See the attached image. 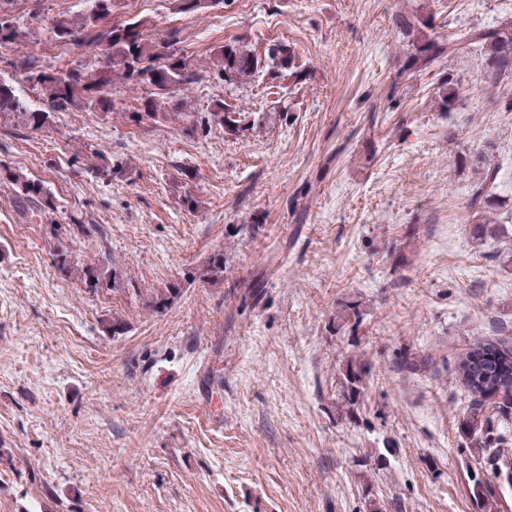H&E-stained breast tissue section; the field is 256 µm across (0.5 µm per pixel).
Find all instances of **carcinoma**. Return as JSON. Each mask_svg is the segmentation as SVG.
Here are the masks:
<instances>
[{
    "label": "carcinoma",
    "instance_id": "cac0c4a2",
    "mask_svg": "<svg viewBox=\"0 0 512 512\" xmlns=\"http://www.w3.org/2000/svg\"><path fill=\"white\" fill-rule=\"evenodd\" d=\"M112 0H91L90 10L77 17L60 16L51 23L53 38L75 49L87 48L93 52L91 62H82L70 68L66 80L59 78L61 66L45 63L39 55L29 54L11 66L24 74V81L39 90V105H29L18 94L15 84L0 77V119L17 121L23 128L40 132L49 127L55 112H82L96 109L109 114L114 106L113 92L118 85L143 86L154 90V97L141 102L137 119H154L158 111L171 99L201 82L204 75L193 68L177 47L176 34L151 36L145 21L128 19L114 23L109 19ZM432 26L431 15L415 14L403 21L404 33L410 37L411 48L402 71L413 77L432 67L445 57L458 56L464 46L478 47L482 52L483 79L500 89L512 83V20L495 28H473L462 39L439 38L426 32ZM9 36L13 43L29 41L30 30L23 19L10 15L0 7V35ZM106 50L107 62L98 56V49ZM268 59L274 71L291 66L288 46L279 43L268 49ZM263 63L257 54L235 41L225 43L217 51L214 72L226 83H242L255 75ZM458 88L454 76L441 83L440 107L454 105ZM211 120L228 128L238 127L246 120L239 111L219 103L211 112ZM479 177L469 192L472 233L481 238L487 225L494 222L492 209L498 181V169L487 164L478 165ZM9 179L23 200L38 203L52 211L55 197L39 180L24 174L9 173ZM199 277L208 282L224 278V253L212 254L200 269ZM456 373L472 396V404L460 419L458 429L476 449L480 462L468 477L471 501L476 512H493L496 495L495 461L504 456L501 444L506 442L496 433L494 421L486 415L485 400L494 402L496 413L502 418L512 417V346L505 341L477 342L458 361ZM369 371L365 364L349 361L343 373L344 402L351 411L357 405Z\"/></svg>",
    "mask_w": 512,
    "mask_h": 512
}]
</instances>
